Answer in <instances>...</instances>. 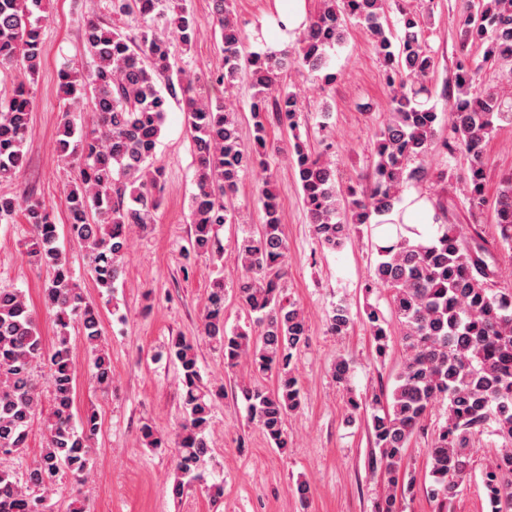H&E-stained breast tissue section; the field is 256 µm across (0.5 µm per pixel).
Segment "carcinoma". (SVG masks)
I'll use <instances>...</instances> for the list:
<instances>
[{
  "instance_id": "1",
  "label": "carcinoma",
  "mask_w": 512,
  "mask_h": 512,
  "mask_svg": "<svg viewBox=\"0 0 512 512\" xmlns=\"http://www.w3.org/2000/svg\"><path fill=\"white\" fill-rule=\"evenodd\" d=\"M469 0H459L461 47L483 49L482 63L512 77V0H477V19L468 15ZM322 6L300 30L297 41L266 54L244 55V32L230 0H209L212 25L220 33L223 66L215 80L231 86L243 73L254 89L250 112L257 153L241 147L234 113L222 99L194 88L175 64L170 43L159 33L172 28L185 50L193 47L197 15L178 0H112L116 14H136L143 25L131 37L97 19L87 20L83 40L90 61L83 73L64 67L59 86L76 107L94 101L96 121L88 131H76L68 121L57 132L60 160L76 169L67 193V236L82 249L87 273L96 284L112 290L124 271L130 230L154 223L162 203L163 172L153 166L157 141L170 101L182 102L198 159L196 190L190 200L189 246L200 255L222 257L219 228L232 223V200L241 174L268 170L263 150L268 125L276 121L293 128L298 100L281 85L285 71L311 73L329 67L328 50L343 41L342 16L355 17L375 42L390 88V112L377 134L375 161L362 192L336 189V171L302 143L294 146L295 166L303 202L321 246L335 249L349 236L351 225L368 224L389 213L409 184L426 176L411 163L436 143L441 118L427 106L428 81L434 58L426 45L420 18L400 11L402 36L393 45L383 26L385 0H321ZM45 0H0V72L22 70L34 76L42 56ZM455 107L448 121L454 143L441 147L469 157L462 187L470 207L485 202V144L499 127L512 126V97L497 87L476 85L469 54L462 55L455 74ZM32 95L29 84L15 85L0 101V182L10 181L25 161L31 136ZM495 202L497 240L512 249V174ZM258 200L264 224L258 236L235 246L242 275L236 284L239 305L250 315L254 331L227 330L224 278L210 284L202 316L206 338L224 352L228 369L244 357L261 376L275 378L265 390L244 385L251 418L278 448L288 447L286 421L300 404L295 374L296 355L308 342V326L295 304L282 296L287 244L280 224L277 194L267 178L259 183ZM434 231L385 220L389 226L376 245L377 262L368 287L389 292L391 314L401 330L406 357L396 376L391 399L372 400L368 422L373 439L372 468L387 475L389 492L378 512H397V496L416 488L404 467L406 449L427 415L447 402L448 417L428 448L427 493L448 512L458 486L471 476L475 436L495 424L505 447L482 475L489 512H512V289L493 291L498 268L489 262L482 231L464 233L448 221L442 203L431 202ZM22 210L32 234L29 254L50 274L44 302L56 326L50 353L43 351L33 313L22 292L0 289V451L19 455L28 446L29 431L39 415L37 368L45 364L51 381L52 405L44 416L45 448L23 477L0 469V512H45L44 494L61 474L74 482L92 471L90 442L99 417L90 411L75 419L76 364L71 329L77 327L91 359L92 384L112 388V359L102 347L99 311L74 279L59 239V226L38 199L19 200L0 194V217ZM352 322L350 310L336 306L329 329L342 333ZM365 323L384 356L390 321L377 308L365 310ZM178 365L182 386V418L177 426L170 493L180 499L200 476L211 457L208 439L213 391L203 382L196 342L173 337L156 357ZM140 439L152 448L165 445L163 435L149 425Z\"/></svg>"
}]
</instances>
